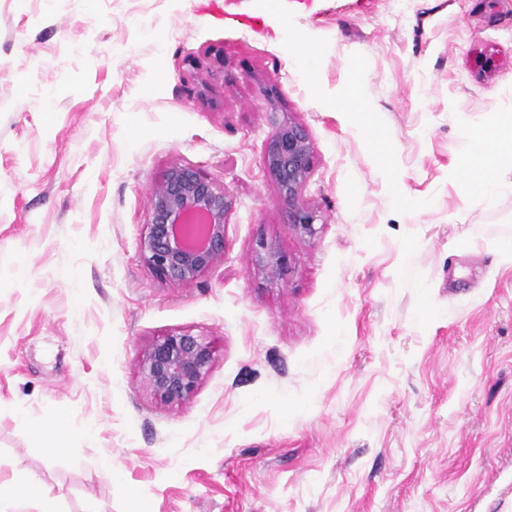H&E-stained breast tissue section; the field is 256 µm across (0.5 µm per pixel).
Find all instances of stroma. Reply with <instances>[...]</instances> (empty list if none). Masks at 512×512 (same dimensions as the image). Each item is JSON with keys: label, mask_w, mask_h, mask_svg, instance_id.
<instances>
[{"label": "stroma", "mask_w": 512, "mask_h": 512, "mask_svg": "<svg viewBox=\"0 0 512 512\" xmlns=\"http://www.w3.org/2000/svg\"><path fill=\"white\" fill-rule=\"evenodd\" d=\"M1 64L0 482L58 512H512V171L490 204L452 177L512 119V0H0ZM289 120L311 238L261 162ZM175 164L234 201L180 286L139 251ZM174 331L215 350L180 407L136 365Z\"/></svg>", "instance_id": "obj_1"}]
</instances>
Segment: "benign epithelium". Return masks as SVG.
Masks as SVG:
<instances>
[{"instance_id": "7a95c632", "label": "benign epithelium", "mask_w": 512, "mask_h": 512, "mask_svg": "<svg viewBox=\"0 0 512 512\" xmlns=\"http://www.w3.org/2000/svg\"><path fill=\"white\" fill-rule=\"evenodd\" d=\"M313 145L295 122L271 133L262 165L276 179L291 209L292 229L316 233L314 215L301 201L313 169ZM233 201L200 169L175 165L150 188L148 222L140 252L150 269L174 284H191L224 260L225 219ZM213 346L202 335L172 332L153 341L138 357L151 395L168 406L188 402L212 369Z\"/></svg>"}]
</instances>
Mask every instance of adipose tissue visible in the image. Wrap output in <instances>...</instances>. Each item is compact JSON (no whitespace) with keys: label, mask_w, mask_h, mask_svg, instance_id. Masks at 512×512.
<instances>
[{"label":"adipose tissue","mask_w":512,"mask_h":512,"mask_svg":"<svg viewBox=\"0 0 512 512\" xmlns=\"http://www.w3.org/2000/svg\"><path fill=\"white\" fill-rule=\"evenodd\" d=\"M481 153L470 158L479 193L484 200H492L501 190L499 170H512V124L489 132L482 140Z\"/></svg>","instance_id":"1"}]
</instances>
